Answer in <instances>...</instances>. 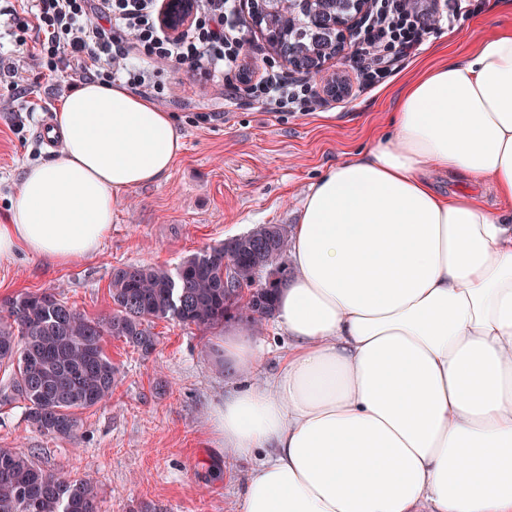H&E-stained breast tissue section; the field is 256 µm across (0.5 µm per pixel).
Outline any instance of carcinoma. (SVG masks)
Returning a JSON list of instances; mask_svg holds the SVG:
<instances>
[{"instance_id":"carcinoma-1","label":"carcinoma","mask_w":512,"mask_h":512,"mask_svg":"<svg viewBox=\"0 0 512 512\" xmlns=\"http://www.w3.org/2000/svg\"><path fill=\"white\" fill-rule=\"evenodd\" d=\"M268 0L262 21L280 47L305 68L332 48L336 29L275 17ZM283 224H258L248 233L185 259L176 271L130 265L112 271V312L89 318L51 292L22 293L0 304V366L11 370L1 400L26 402L30 426L43 435L70 438L77 412L107 402L117 370L103 347L105 337L123 340L143 354L155 350L157 320L207 330L237 316L258 325L274 316L278 282L288 249ZM265 272L268 282L256 277ZM248 299H243V291ZM0 512H98L97 486L46 470L31 457L0 448Z\"/></svg>"}]
</instances>
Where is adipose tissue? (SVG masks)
Here are the masks:
<instances>
[{"instance_id": "ef3b65f1", "label": "adipose tissue", "mask_w": 512, "mask_h": 512, "mask_svg": "<svg viewBox=\"0 0 512 512\" xmlns=\"http://www.w3.org/2000/svg\"><path fill=\"white\" fill-rule=\"evenodd\" d=\"M55 119L62 148L26 167L0 260L95 254L119 198L183 148L172 113L118 83L80 85ZM391 123L303 200L278 369L251 325L224 333L225 364L257 377L208 414L225 460L252 465L241 512H512V31L426 67Z\"/></svg>"}]
</instances>
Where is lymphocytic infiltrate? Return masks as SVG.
Instances as JSON below:
<instances>
[{
	"label": "lymphocytic infiltrate",
	"mask_w": 512,
	"mask_h": 512,
	"mask_svg": "<svg viewBox=\"0 0 512 512\" xmlns=\"http://www.w3.org/2000/svg\"><path fill=\"white\" fill-rule=\"evenodd\" d=\"M39 32L38 54L46 73L74 70L81 81L112 84L162 95L169 68L200 70L215 77L241 69L245 35L233 25L237 0H196L189 28L179 36L158 22L159 0H28ZM467 0H375L363 21L353 56L359 90L384 84L429 35L453 25ZM146 60L133 70L130 57ZM254 104L269 112H313L319 107L308 80L267 72L252 85Z\"/></svg>",
	"instance_id": "lymphocytic-infiltrate-1"
}]
</instances>
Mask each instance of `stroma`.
Instances as JSON below:
<instances>
[{
  "label": "stroma",
  "instance_id": "35a3bbf8",
  "mask_svg": "<svg viewBox=\"0 0 512 512\" xmlns=\"http://www.w3.org/2000/svg\"><path fill=\"white\" fill-rule=\"evenodd\" d=\"M478 13L457 17L422 51L406 60L384 86L351 91L321 112L273 114L239 95L235 77L220 83L202 74L165 73L163 110L173 113L183 149L160 181L125 192L112 229L96 254L53 264L20 251L0 261V301L26 292H53L90 317L112 309V271L126 265L176 269L201 249L259 224L293 226L311 184L330 167L390 133L404 82L429 64L455 59L479 38L512 28V11L482 0ZM0 15V60L24 57L18 74L0 75V222H6L25 166L54 158L35 128L75 88L68 72L28 81L37 71L33 50L21 46ZM217 112V121L205 114ZM150 355L107 338L118 370L105 404L78 415L76 435L53 438L34 431L25 403L0 404V448L33 456L45 469L92 477L100 512H239L250 472L225 465L207 423L212 403L235 382L224 367V328L202 332L156 321Z\"/></svg>",
  "mask_w": 512,
  "mask_h": 512
}]
</instances>
